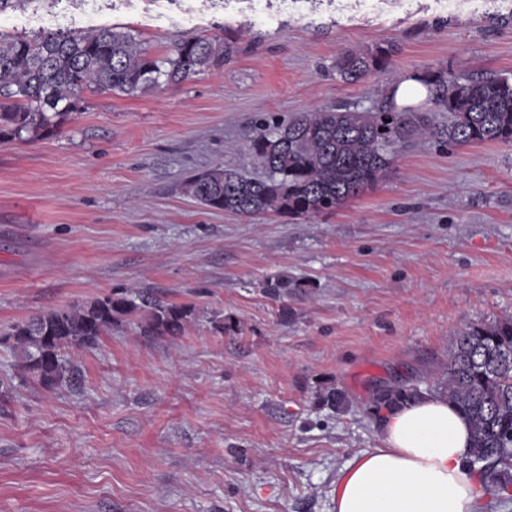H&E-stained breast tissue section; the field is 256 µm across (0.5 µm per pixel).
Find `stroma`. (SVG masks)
<instances>
[{"mask_svg":"<svg viewBox=\"0 0 512 512\" xmlns=\"http://www.w3.org/2000/svg\"><path fill=\"white\" fill-rule=\"evenodd\" d=\"M109 0L101 24L154 55L233 40L222 66L136 97L85 93L53 136L0 142V332L107 295L195 313L175 340L127 324L73 349L70 381L19 379L0 344V512H330L340 469L382 445L380 391L440 392L467 325L512 318V146L419 140L335 214L217 212L184 195L218 165L263 176L255 124L368 107L426 70L512 75V0ZM393 39L390 77L349 84L337 56ZM302 279L287 302L260 285ZM289 316H282V308ZM223 315L234 333H216ZM336 408L321 406L329 392Z\"/></svg>","mask_w":512,"mask_h":512,"instance_id":"stroma-1","label":"stroma"}]
</instances>
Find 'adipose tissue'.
Instances as JSON below:
<instances>
[{"label": "adipose tissue", "mask_w": 512, "mask_h": 512, "mask_svg": "<svg viewBox=\"0 0 512 512\" xmlns=\"http://www.w3.org/2000/svg\"><path fill=\"white\" fill-rule=\"evenodd\" d=\"M382 447L338 473L332 512H480L482 484L467 465L470 425L446 397L387 410Z\"/></svg>", "instance_id": "ef3b65f1"}]
</instances>
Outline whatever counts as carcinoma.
Instances as JSON below:
<instances>
[{
  "mask_svg": "<svg viewBox=\"0 0 512 512\" xmlns=\"http://www.w3.org/2000/svg\"><path fill=\"white\" fill-rule=\"evenodd\" d=\"M397 51L394 41L367 51L347 49L336 59V74L346 83L385 75ZM231 54L221 39L188 33L157 57L113 26L32 36L0 32V139L54 135L79 110L87 90L136 97L180 85ZM420 79L427 89L423 108L399 107L383 95L369 108L336 104L262 126L251 136L249 151L264 176L215 167L186 180L183 192L211 210L317 217L382 182L398 154L416 140L442 147L512 145V76L427 70ZM435 112L448 113V122L436 123ZM305 287L286 276L262 283L263 293L279 300L288 298V289ZM193 313V307L151 291L115 288L83 304L36 314L12 326L4 340L18 358L21 380L52 389L70 378L68 349H93L131 318L139 319L146 336L175 339ZM444 390L471 423L468 467L484 480L485 490L506 502L512 490V319L473 323L458 334ZM419 395L416 387H402L377 395L376 403L391 406Z\"/></svg>",
  "mask_w": 512,
  "mask_h": 512,
  "instance_id": "carcinoma-1",
  "label": "carcinoma"
}]
</instances>
